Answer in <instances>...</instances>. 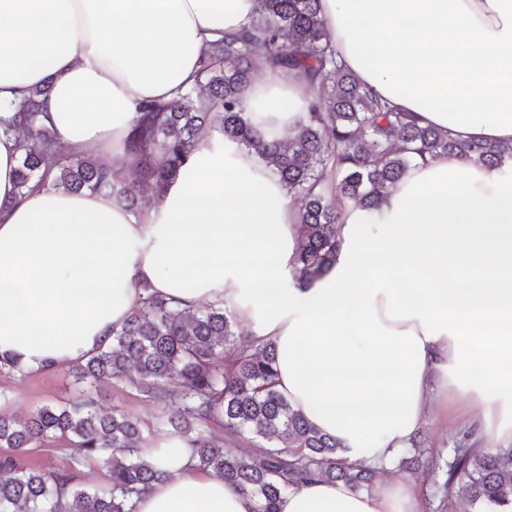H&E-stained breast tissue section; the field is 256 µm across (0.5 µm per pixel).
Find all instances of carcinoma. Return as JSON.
Instances as JSON below:
<instances>
[{
    "label": "carcinoma",
    "mask_w": 512,
    "mask_h": 512,
    "mask_svg": "<svg viewBox=\"0 0 512 512\" xmlns=\"http://www.w3.org/2000/svg\"><path fill=\"white\" fill-rule=\"evenodd\" d=\"M295 71L311 99L306 120L281 139L264 117L251 118L242 96L253 65ZM44 86L15 105L14 135L24 150L18 171L23 191L43 170L59 168L55 184L114 199L137 216L157 202L202 140L218 129L257 151L299 203L298 279L310 282L336 263L341 207L366 213L402 179L410 166L441 153H456L488 169L512 158V149L461 142L400 112L336 61L319 0H259V14L223 37L199 61L198 87L168 103L141 107L128 150L138 157L134 182L88 154L67 155L39 123ZM145 296L111 341L72 365L86 384L63 404L24 416L0 415V512H133L131 499L168 473L146 460L165 435L186 442L197 466L258 502L257 512H278L288 490L317 480L341 481L354 491L371 489L379 468L351 462L340 444L310 424L276 389V350L255 346L237 330L234 313L216 302L200 307L156 294ZM121 383L134 396L179 413L143 422L130 413L103 411L97 385ZM252 442L231 453L224 437ZM69 452L65 469H23L18 455L30 448ZM95 467L104 482L86 487L79 468ZM445 478L433 483L439 512H455L459 499L489 512H512V448H476L468 433L452 448Z\"/></svg>",
    "instance_id": "cac0c4a2"
}]
</instances>
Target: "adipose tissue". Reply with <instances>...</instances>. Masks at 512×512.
<instances>
[{"label":"adipose tissue","mask_w":512,"mask_h":512,"mask_svg":"<svg viewBox=\"0 0 512 512\" xmlns=\"http://www.w3.org/2000/svg\"><path fill=\"white\" fill-rule=\"evenodd\" d=\"M258 0H0V357L64 368L94 350L144 288L224 302L277 351V388L343 457L388 465L410 447L431 394L478 438L512 444V161L454 154L410 167L372 215L350 207L335 265L294 276L298 209L255 152L212 132L159 203L133 217L111 198L46 183L19 194L10 106L49 86L56 145L123 177L146 102L196 87L211 40ZM342 65L421 125L512 146V0H320ZM308 87L266 73L243 95L293 133ZM168 476L135 512H255L256 501L161 438ZM279 512H417L401 480L368 491L312 481Z\"/></svg>","instance_id":"1"}]
</instances>
